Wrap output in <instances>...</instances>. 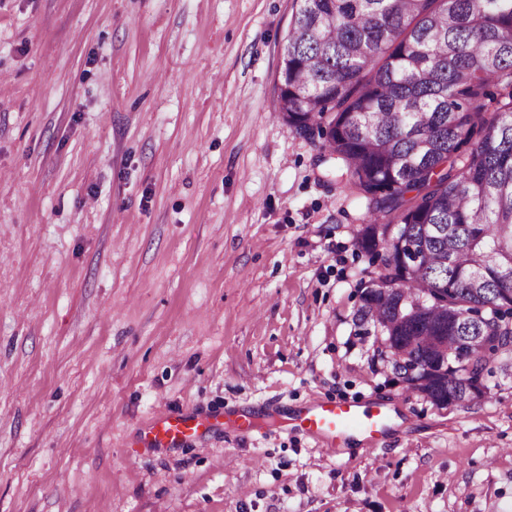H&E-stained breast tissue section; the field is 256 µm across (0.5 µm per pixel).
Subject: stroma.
Here are the masks:
<instances>
[{"mask_svg":"<svg viewBox=\"0 0 512 512\" xmlns=\"http://www.w3.org/2000/svg\"><path fill=\"white\" fill-rule=\"evenodd\" d=\"M295 8L0 0V512H512V380L436 407L354 325L365 208L278 110ZM318 399L400 411L329 449ZM168 412L220 424L144 446Z\"/></svg>","mask_w":512,"mask_h":512,"instance_id":"stroma-1","label":"stroma"}]
</instances>
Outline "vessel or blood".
I'll return each instance as SVG.
<instances>
[{
    "label": "vessel or blood",
    "instance_id": "vessel-or-blood-1",
    "mask_svg": "<svg viewBox=\"0 0 512 512\" xmlns=\"http://www.w3.org/2000/svg\"><path fill=\"white\" fill-rule=\"evenodd\" d=\"M393 416L391 403L383 400H316L302 408L294 421L297 428L333 447L354 434L369 443H379L386 437ZM203 426V421L192 415L166 413L145 429L142 441L153 448H164L197 436Z\"/></svg>",
    "mask_w": 512,
    "mask_h": 512
}]
</instances>
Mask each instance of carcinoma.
Instances as JSON below:
<instances>
[{
	"label": "carcinoma",
	"mask_w": 512,
	"mask_h": 512,
	"mask_svg": "<svg viewBox=\"0 0 512 512\" xmlns=\"http://www.w3.org/2000/svg\"><path fill=\"white\" fill-rule=\"evenodd\" d=\"M296 4L280 112L364 204L360 335L433 404L482 398L512 378V0Z\"/></svg>",
	"instance_id": "1"
}]
</instances>
